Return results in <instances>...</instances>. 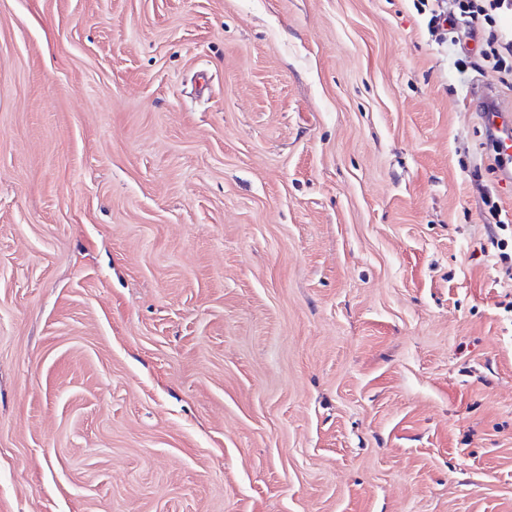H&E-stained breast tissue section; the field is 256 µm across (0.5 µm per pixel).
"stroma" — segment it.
<instances>
[{
  "instance_id": "obj_1",
  "label": "stroma",
  "mask_w": 512,
  "mask_h": 512,
  "mask_svg": "<svg viewBox=\"0 0 512 512\" xmlns=\"http://www.w3.org/2000/svg\"><path fill=\"white\" fill-rule=\"evenodd\" d=\"M428 20L0 0V512H512V88ZM483 107L480 113L481 122L485 129L493 135L499 144L502 164L499 166L501 175L512 179V107L505 106L495 96V91L486 87L482 90ZM488 194H489V196H487L485 203L488 206V213L494 222H493V225L488 224L489 228H490L489 236L487 239V244L486 245L484 244L481 246V253L483 254V256H491L492 254H494V252H496V250H498L501 252L500 257H503V259L505 260L506 253L502 252V250H503L502 248L505 247V243L502 242V239H498V237L495 234V231L493 230V228L491 226H494L498 229H502V228L508 226V224H505V223H509V222L505 220V218H507L506 213H504V216H503V210L500 209L499 206L497 205L496 201L493 200L492 193H488Z\"/></svg>"
}]
</instances>
